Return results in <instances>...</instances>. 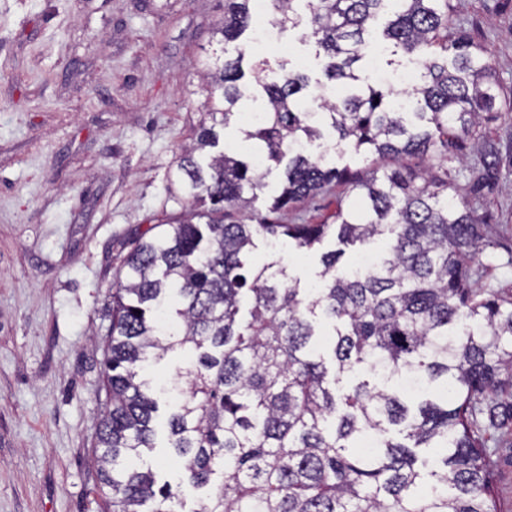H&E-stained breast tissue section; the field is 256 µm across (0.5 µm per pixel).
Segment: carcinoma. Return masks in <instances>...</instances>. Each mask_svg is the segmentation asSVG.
Listing matches in <instances>:
<instances>
[{
  "instance_id": "carcinoma-1",
  "label": "carcinoma",
  "mask_w": 512,
  "mask_h": 512,
  "mask_svg": "<svg viewBox=\"0 0 512 512\" xmlns=\"http://www.w3.org/2000/svg\"><path fill=\"white\" fill-rule=\"evenodd\" d=\"M251 2L224 0V62L203 105L213 124L177 160L194 208L140 233L110 287L94 451L105 512H185L186 490L206 487L192 512H498L484 431L512 424V297L476 287L498 243L448 169L499 111L494 67L468 36L448 35L452 0H306L336 98L285 60L268 82L258 61L264 103L244 131L255 161L207 158L244 96L238 40ZM270 2L272 27L298 25L296 0ZM383 12L384 37L420 71L401 96L363 69ZM323 124L339 154L386 165L353 171L307 153ZM267 161L284 165L268 214L233 220L229 209L263 188ZM337 185L353 202L336 199L321 224L270 218ZM283 239L340 245L321 254L317 291L290 283L279 258L252 262L256 241ZM357 244L381 245L363 271L344 260ZM320 315L334 330L329 362L313 346ZM175 351L187 360L166 415L173 486L136 459L156 447L165 392L144 373ZM360 368L371 378L337 388Z\"/></svg>"
}]
</instances>
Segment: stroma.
<instances>
[{"instance_id": "1", "label": "stroma", "mask_w": 512, "mask_h": 512, "mask_svg": "<svg viewBox=\"0 0 512 512\" xmlns=\"http://www.w3.org/2000/svg\"><path fill=\"white\" fill-rule=\"evenodd\" d=\"M453 30L490 58L512 95V0H454ZM224 0H0V512H100L92 459L108 289L136 233L178 214L176 164L205 118L206 64ZM266 14L241 41L259 59L323 81L307 24L276 46ZM377 78L404 90L408 57L380 31ZM467 139L451 172L502 246L481 287L512 295V108ZM494 143L495 157L484 153ZM497 175L477 179L484 162ZM500 512H512V426L487 436Z\"/></svg>"}]
</instances>
